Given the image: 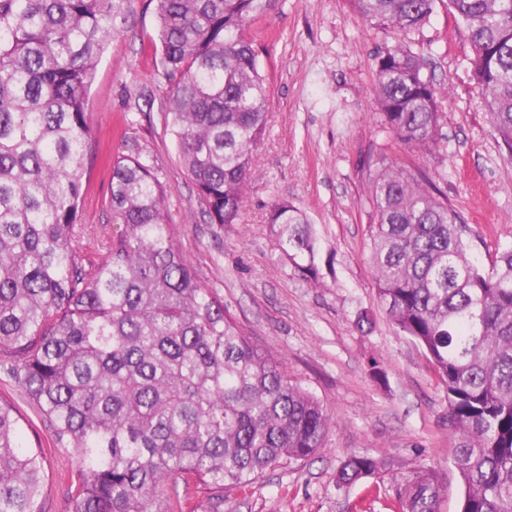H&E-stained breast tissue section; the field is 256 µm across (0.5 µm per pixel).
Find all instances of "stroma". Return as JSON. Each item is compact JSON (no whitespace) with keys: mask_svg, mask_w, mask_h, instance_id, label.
Wrapping results in <instances>:
<instances>
[{"mask_svg":"<svg viewBox=\"0 0 512 512\" xmlns=\"http://www.w3.org/2000/svg\"><path fill=\"white\" fill-rule=\"evenodd\" d=\"M155 0H132L91 86L94 138L85 161L81 223L114 231L112 156L139 149L168 187L165 209L197 278L223 299L245 334L283 359L335 423L311 458L268 470L246 489L224 492L229 512H399L396 490L413 471L439 472L443 512H459L462 487L451 462L447 399L422 348L400 335L380 304L369 263L368 155L413 163L445 191L467 224L483 267L512 240V155L495 133L472 78L466 23L439 0L429 21L406 32L364 20L348 0H270L248 34L267 78L268 126L252 154L253 178L239 223H209L184 169L163 105L168 85L154 50ZM402 45L437 87L440 135L411 151L380 125L376 58ZM286 199L308 215L320 241L321 279L304 282L274 246L267 224ZM386 373L376 382L370 361ZM0 396L17 410L30 442L48 448L43 512H68L74 459L54 445L49 421L0 370ZM380 463L376 477L338 487L347 457Z\"/></svg>","mask_w":512,"mask_h":512,"instance_id":"stroma-1","label":"stroma"}]
</instances>
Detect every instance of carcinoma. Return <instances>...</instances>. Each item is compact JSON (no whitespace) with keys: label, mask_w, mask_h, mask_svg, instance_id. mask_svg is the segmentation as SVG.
Returning a JSON list of instances; mask_svg holds the SVG:
<instances>
[{"label":"carcinoma","mask_w":512,"mask_h":512,"mask_svg":"<svg viewBox=\"0 0 512 512\" xmlns=\"http://www.w3.org/2000/svg\"><path fill=\"white\" fill-rule=\"evenodd\" d=\"M155 49L179 157L211 224H236L267 128V81L246 27L269 0H155ZM377 26L413 30L439 0H348ZM467 23L473 79L512 156V0H448ZM130 0H0V354L76 457L68 512H181L167 482L209 490L188 512H224L246 488L324 446L333 416L246 336L175 247L166 184L138 151L112 162L119 230L93 262L80 247L88 92ZM384 128L410 149L436 140L443 92L402 46L377 58ZM369 262L398 331L424 351L448 401L461 512H512V242L489 269L466 225L420 170L375 161ZM275 245L319 281V239L288 201L268 216ZM45 449L23 441L0 399V512H43ZM352 456L336 484L378 474ZM433 469L408 476L401 512H441Z\"/></svg>","instance_id":"obj_1"}]
</instances>
